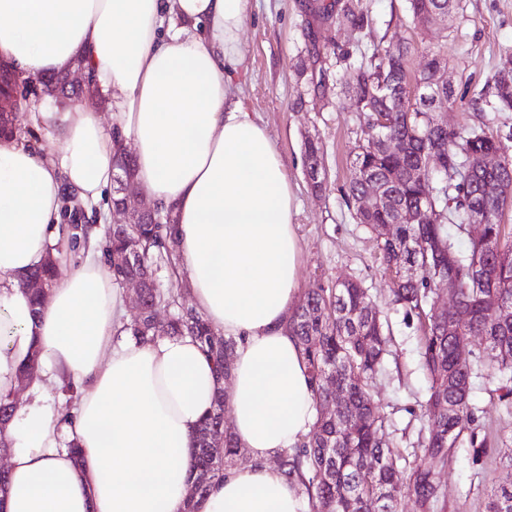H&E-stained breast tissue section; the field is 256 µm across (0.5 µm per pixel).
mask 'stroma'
Masks as SVG:
<instances>
[{
	"label": "stroma",
	"mask_w": 512,
	"mask_h": 512,
	"mask_svg": "<svg viewBox=\"0 0 512 512\" xmlns=\"http://www.w3.org/2000/svg\"><path fill=\"white\" fill-rule=\"evenodd\" d=\"M343 2L252 0L233 85L237 98L266 127L288 169L298 207L301 287L356 278L389 320L390 353L371 392L386 417L383 442L410 451L418 445L428 387L418 365L423 327L417 317L392 308L389 277L370 233L356 223L344 195L353 148L361 136V116L344 77L378 45H410L408 69L413 76L430 51H440L454 99L438 112V120L457 130L479 126L502 139L512 138V112H482L475 106L479 94L491 93L501 63L512 57V0H458L455 17L444 30L414 21L407 0H357L367 17L364 28L357 29L341 20ZM309 136L323 148L327 179L320 192L311 189L306 174L303 143ZM112 197L108 191L92 210L63 212L66 262L59 265V273L77 261L84 244L75 226L102 235L107 222L121 220V213L112 209ZM496 387L487 375L475 380V424L482 450L462 444L452 461L436 468L447 512H484L491 485L512 482V468L501 456L502 449L512 448V398H500Z\"/></svg>",
	"instance_id": "1"
}]
</instances>
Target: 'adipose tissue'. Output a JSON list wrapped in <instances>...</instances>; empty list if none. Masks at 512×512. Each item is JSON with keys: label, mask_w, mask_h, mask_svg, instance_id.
Listing matches in <instances>:
<instances>
[{"label": "adipose tissue", "mask_w": 512, "mask_h": 512, "mask_svg": "<svg viewBox=\"0 0 512 512\" xmlns=\"http://www.w3.org/2000/svg\"><path fill=\"white\" fill-rule=\"evenodd\" d=\"M249 6L0 0L1 66L20 81L81 68L112 109L107 125L97 100L35 101L0 135V400L17 405L0 512H185L194 436L219 386L212 362L190 337L124 331V291L95 247L42 309L24 286L61 261L68 200H100L127 145L136 182L174 217L198 313L236 341L226 405L251 462L213 483L196 512H309L300 484L271 463L300 445L316 407L286 328L301 291L293 185L231 91ZM64 384L74 399L50 402Z\"/></svg>", "instance_id": "1"}]
</instances>
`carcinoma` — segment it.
<instances>
[{"label": "carcinoma", "instance_id": "cac0c4a2", "mask_svg": "<svg viewBox=\"0 0 512 512\" xmlns=\"http://www.w3.org/2000/svg\"><path fill=\"white\" fill-rule=\"evenodd\" d=\"M454 0H409V10L419 23L449 13ZM409 48L389 46L372 54L354 70L351 91L357 111L370 125L373 113L393 110L390 134L407 147L390 152L367 134L356 146L347 196L355 199L365 183L376 182L393 196L395 209L386 203L371 212H356L357 223L371 232L385 271L392 277V304L405 316L417 317L424 326L420 365L428 379L425 413L427 436L424 455L445 464L464 440L475 443L474 378L482 355L461 359L456 353L459 337L478 336L483 350L492 354L493 375L500 398L512 395V240L505 234L501 217L512 207V155L509 146L489 136L481 127L448 131L435 121L424 102L397 99L410 81ZM433 52L414 83L435 86ZM495 109L512 112V64L506 62L494 82ZM308 173L324 170L318 140L304 141ZM490 154L500 156L497 166H482ZM423 210L414 224H402L398 209ZM486 217V233L473 238L463 250L457 238L468 232L473 211ZM142 246L134 264L112 267L120 283L149 275L138 318L125 326L143 341L162 336H191L215 366L218 378L230 374L236 341L215 332L194 310H177L159 325L155 312L177 304L171 289L159 287L156 268L175 256L170 224L139 225ZM415 261L414 275L406 273ZM448 279L456 286L455 302L467 313L459 335L448 336V316L437 314L438 283ZM295 336L318 404V415L306 440L298 448L277 455L283 475L298 481L311 503L312 512H398V497L414 501L419 512L445 509L440 504L435 471L419 455L414 460L396 452L379 438L386 418L370 394V386L383 369L390 326L362 283L342 279L327 288L308 290L287 323ZM343 392L333 411L324 412L331 388ZM224 388L200 424L191 477L197 468H208V482L224 478L226 471L248 464L224 422ZM221 439L222 448H211L206 438ZM486 512H512V484H502L488 497Z\"/></svg>", "mask_w": 512, "mask_h": 512}]
</instances>
